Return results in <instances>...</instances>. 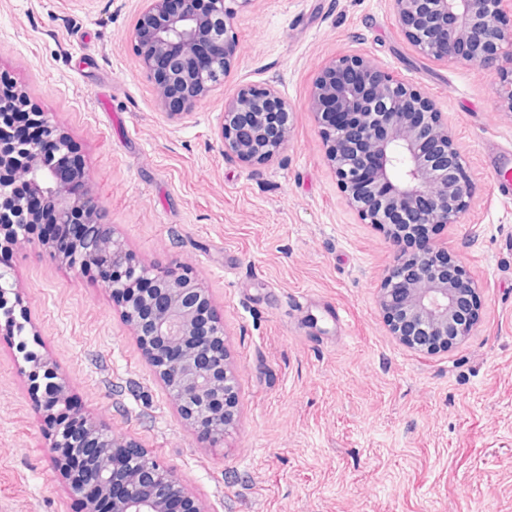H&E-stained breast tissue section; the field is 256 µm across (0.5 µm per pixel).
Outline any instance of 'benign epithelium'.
<instances>
[{"instance_id":"7a95c632","label":"benign epithelium","mask_w":512,"mask_h":512,"mask_svg":"<svg viewBox=\"0 0 512 512\" xmlns=\"http://www.w3.org/2000/svg\"><path fill=\"white\" fill-rule=\"evenodd\" d=\"M133 30L142 70L154 81L158 109L169 118L191 113L233 67L236 34L228 0H146ZM408 42L422 57L444 64L478 65L499 75V110L512 112V66L500 49L512 46L508 0H389ZM29 109L41 140L16 136L15 112ZM317 123L325 159L336 174L346 205L367 224L384 229L395 252L378 291L390 333L410 349L434 354L471 335L479 322L474 281L448 249L429 237L420 251L404 253L402 237L422 229L459 224L475 191L448 122L417 87L360 56L327 65L313 82L306 104ZM288 104L270 85L243 87L224 102L218 136L221 150L247 165L272 161L287 145ZM67 153L65 133L33 106L24 91L0 73V249L26 241L27 228L48 213L56 224L85 219L79 237L63 247L39 241L62 263L81 271L96 268L183 419L207 424L221 438L236 420L237 378L224 352V325L216 322L205 291L186 273L137 267L123 242L103 225L104 241L85 251L86 233L100 226L97 203L83 172L57 174L45 148ZM27 189L16 191V184ZM16 284L0 268V316L19 332L24 325L10 302ZM28 380L48 409L68 405L65 381L32 351ZM92 459L79 470L70 464L72 441L61 432L51 444L71 493L98 512H201L175 476L130 441H120L93 423Z\"/></svg>"}]
</instances>
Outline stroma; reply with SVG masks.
Instances as JSON below:
<instances>
[{
    "label": "stroma",
    "instance_id": "1",
    "mask_svg": "<svg viewBox=\"0 0 512 512\" xmlns=\"http://www.w3.org/2000/svg\"><path fill=\"white\" fill-rule=\"evenodd\" d=\"M144 0H0V71L78 148L102 223L137 264L178 263L224 324L239 420L187 425L110 288L38 243L8 261L27 320L0 331V512H82L19 342L82 416L170 469L201 512H512V115L496 71L417 55L388 0H247L232 75L167 118L131 42ZM356 55L419 88L452 129L475 193L439 227L477 281L480 321L433 355L391 336L377 304L394 264L343 201L305 104ZM270 84L293 110L272 162L223 155L224 103Z\"/></svg>",
    "mask_w": 512,
    "mask_h": 512
}]
</instances>
